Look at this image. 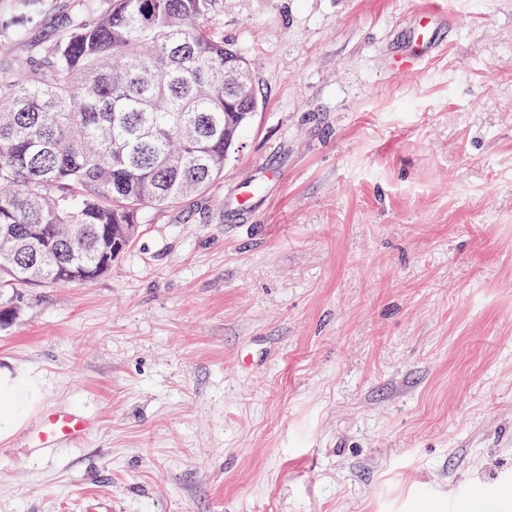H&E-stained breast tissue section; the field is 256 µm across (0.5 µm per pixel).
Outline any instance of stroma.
<instances>
[{"instance_id":"1","label":"stroma","mask_w":512,"mask_h":512,"mask_svg":"<svg viewBox=\"0 0 512 512\" xmlns=\"http://www.w3.org/2000/svg\"><path fill=\"white\" fill-rule=\"evenodd\" d=\"M221 23L257 99L223 177L0 326V368L41 386L0 512H512V0H224ZM52 406L94 422L80 446L34 447Z\"/></svg>"}]
</instances>
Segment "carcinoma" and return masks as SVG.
Returning a JSON list of instances; mask_svg holds the SVG:
<instances>
[{
  "label": "carcinoma",
  "mask_w": 512,
  "mask_h": 512,
  "mask_svg": "<svg viewBox=\"0 0 512 512\" xmlns=\"http://www.w3.org/2000/svg\"><path fill=\"white\" fill-rule=\"evenodd\" d=\"M47 0H11L35 24ZM221 0H83L55 39L1 63L0 290L91 282L148 208L224 176L256 105L231 76Z\"/></svg>",
  "instance_id": "cac0c4a2"
}]
</instances>
